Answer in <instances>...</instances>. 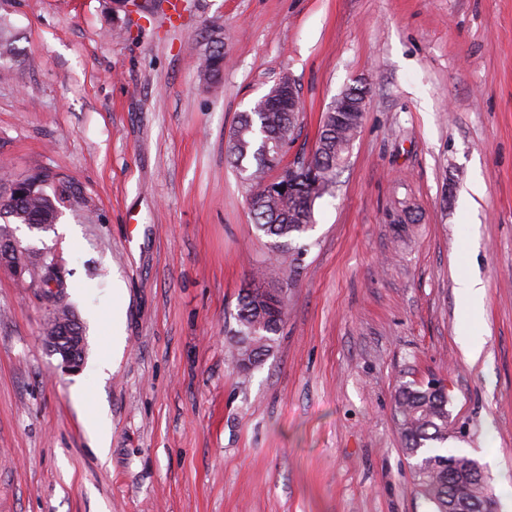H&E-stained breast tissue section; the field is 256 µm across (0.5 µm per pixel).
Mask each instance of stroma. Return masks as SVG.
<instances>
[{
    "mask_svg": "<svg viewBox=\"0 0 512 512\" xmlns=\"http://www.w3.org/2000/svg\"><path fill=\"white\" fill-rule=\"evenodd\" d=\"M0 19L15 47L0 165L51 169L93 211L10 227L64 265L86 349L64 372L43 341L50 307L0 270V512H431L393 398L434 379L449 447L512 512V0H180L175 17L157 0H0ZM214 37L210 83L194 60ZM283 77L302 106L291 154L314 150L349 87H367L366 112L276 280L277 341L244 375L226 358L236 297L270 245L225 143ZM116 318L124 348L103 375ZM98 410L104 454L83 426ZM221 48V46H216L209 49L199 58L200 75L207 82L217 81L224 69V52ZM458 288L468 303L471 314H480L483 307L485 287L482 281L474 278H463L458 282Z\"/></svg>",
    "mask_w": 512,
    "mask_h": 512,
    "instance_id": "stroma-1",
    "label": "stroma"
}]
</instances>
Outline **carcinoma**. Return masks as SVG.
I'll return each instance as SVG.
<instances>
[{
  "label": "carcinoma",
  "mask_w": 512,
  "mask_h": 512,
  "mask_svg": "<svg viewBox=\"0 0 512 512\" xmlns=\"http://www.w3.org/2000/svg\"><path fill=\"white\" fill-rule=\"evenodd\" d=\"M200 75L207 82L219 79L224 69V52L216 46L198 62ZM364 113L338 116L327 109L322 115L314 151L301 159L309 164L285 163L288 147L295 140L299 113L288 111L270 93L240 113L226 140L227 157L246 173L248 206L257 233L269 238L268 261L254 267L250 283L237 297L235 347L231 353L235 367L248 374L262 365L272 350L276 336L288 315V297L276 304L267 301L266 280L288 258L303 249L299 240L312 228L318 200L329 194L345 163ZM281 169L278 178L269 174ZM29 189L18 194L15 180L0 183V219L15 224H55L61 207L85 204L59 174L40 169L23 176ZM31 279L45 284L42 296L52 307L55 319L65 321L74 315L66 301V272L58 265H39ZM394 418L411 464L413 486L433 512H448V499L458 490L479 502H495L489 479H476L480 463L467 456L448 452V394L443 385L415 386L401 383L394 394Z\"/></svg>",
  "instance_id": "cac0c4a2"
}]
</instances>
